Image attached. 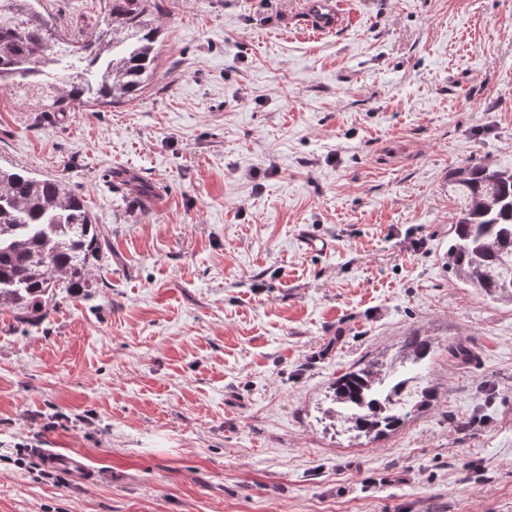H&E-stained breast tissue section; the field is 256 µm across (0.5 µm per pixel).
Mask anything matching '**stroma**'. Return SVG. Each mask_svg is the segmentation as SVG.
<instances>
[{"label":"stroma","instance_id":"35a3bbf8","mask_svg":"<svg viewBox=\"0 0 512 512\" xmlns=\"http://www.w3.org/2000/svg\"><path fill=\"white\" fill-rule=\"evenodd\" d=\"M157 3L136 100L0 90V161L109 244L37 324L0 307V512H512V305L446 257L449 174L512 166V0H342L323 34L301 0ZM45 6L88 32L103 0ZM413 332L434 404L343 431L336 376Z\"/></svg>","mask_w":512,"mask_h":512}]
</instances>
